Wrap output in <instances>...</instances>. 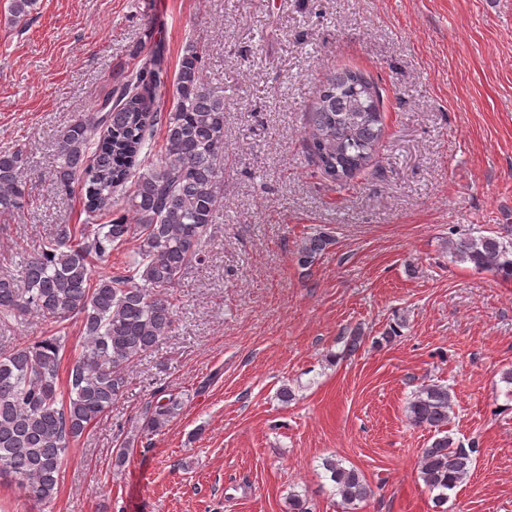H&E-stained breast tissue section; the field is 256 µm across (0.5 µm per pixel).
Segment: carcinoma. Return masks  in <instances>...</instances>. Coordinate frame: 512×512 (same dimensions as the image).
<instances>
[{
	"label": "carcinoma",
	"mask_w": 512,
	"mask_h": 512,
	"mask_svg": "<svg viewBox=\"0 0 512 512\" xmlns=\"http://www.w3.org/2000/svg\"><path fill=\"white\" fill-rule=\"evenodd\" d=\"M36 0H8L9 20L18 24ZM168 84L160 51L147 56L115 82L95 109L64 132L53 180L84 193L86 223L61 224L34 252L17 254L23 284L0 275V323L36 313L57 324L51 336L0 352V478L15 481L37 507L58 492L71 444L106 413L124 391V370L154 351L170 334L171 288L184 271L202 261L203 243L219 217L224 194L226 144L224 94L203 76V55L190 45L173 80V103L159 106ZM379 88L363 72L341 68L319 82L308 112L304 146L308 160L340 187L368 168L383 135ZM165 127L164 151L151 158L155 124ZM23 151L0 152V212L28 204ZM136 223H129V214ZM109 215L105 224L98 218ZM136 251L122 267L97 272L112 252L129 241ZM331 239L304 241L307 265ZM455 259L512 279V238L462 235L451 242ZM81 321V352L69 363L67 394L59 387L66 350L62 335L73 318ZM181 402L148 404L144 430L159 433L178 414ZM453 398L447 386L423 384L408 402L410 421L434 431L422 450L419 477L436 512H447L450 492L469 476L478 444L463 447L448 434ZM344 508L371 495L364 474L326 458Z\"/></svg>",
	"instance_id": "1"
}]
</instances>
